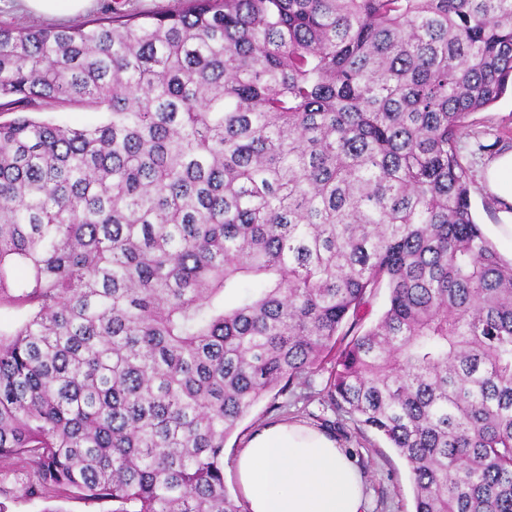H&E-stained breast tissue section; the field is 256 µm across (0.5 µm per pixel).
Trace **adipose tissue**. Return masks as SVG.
<instances>
[{"instance_id":"ef3b65f1","label":"adipose tissue","mask_w":512,"mask_h":512,"mask_svg":"<svg viewBox=\"0 0 512 512\" xmlns=\"http://www.w3.org/2000/svg\"><path fill=\"white\" fill-rule=\"evenodd\" d=\"M16 13L75 17L95 0H9ZM487 189L500 202L498 238L512 243V150L486 169ZM248 512H368L364 478L334 434L284 419L254 430L234 459Z\"/></svg>"}]
</instances>
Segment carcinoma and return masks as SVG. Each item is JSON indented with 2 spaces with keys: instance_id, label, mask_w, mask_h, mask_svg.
Instances as JSON below:
<instances>
[{
  "instance_id": "obj_1",
  "label": "carcinoma",
  "mask_w": 512,
  "mask_h": 512,
  "mask_svg": "<svg viewBox=\"0 0 512 512\" xmlns=\"http://www.w3.org/2000/svg\"><path fill=\"white\" fill-rule=\"evenodd\" d=\"M509 92L512 0L0 28V466L34 500L246 512L225 439L331 356L415 512H512V263L457 147ZM54 103L106 117L29 115Z\"/></svg>"
}]
</instances>
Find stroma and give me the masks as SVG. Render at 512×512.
Listing matches in <instances>:
<instances>
[{"label": "stroma", "instance_id": "obj_1", "mask_svg": "<svg viewBox=\"0 0 512 512\" xmlns=\"http://www.w3.org/2000/svg\"><path fill=\"white\" fill-rule=\"evenodd\" d=\"M458 147L469 168L472 209L481 226L498 223L499 207L484 185V170L500 152L512 149V96L471 113L458 137ZM325 417L324 429L336 434L346 452L361 469L367 486L369 512H413V489L409 468L397 451L375 432L362 429L347 415L323 411L318 401L308 398L307 391H297L294 403L285 410L272 408L270 400H262L226 438L224 443V486L237 494L233 458L245 438L258 426L284 417L301 419L303 411ZM23 472L0 468V502L7 512H110L111 503H94L76 496L47 493L40 500L23 494Z\"/></svg>", "mask_w": 512, "mask_h": 512}]
</instances>
